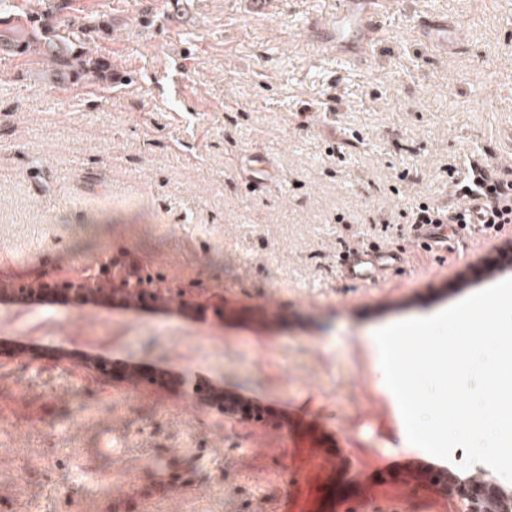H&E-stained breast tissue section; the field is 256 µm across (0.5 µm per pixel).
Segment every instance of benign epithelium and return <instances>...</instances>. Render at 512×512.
Wrapping results in <instances>:
<instances>
[{"mask_svg":"<svg viewBox=\"0 0 512 512\" xmlns=\"http://www.w3.org/2000/svg\"><path fill=\"white\" fill-rule=\"evenodd\" d=\"M138 264L127 263L124 255L100 258L84 269L76 278L54 282V293L70 297L84 305L108 297L120 298L130 308L141 305L144 296H151L154 303L174 311L187 304L186 288H158L154 283L140 281ZM42 282L4 284L0 282V299H33L42 296ZM178 394L186 399L204 404L220 415L245 419L248 408L242 398L230 394L222 385H213L208 391L201 389L199 374L192 369L183 370L176 382ZM406 485L426 494L452 498L457 512H512V489H505L490 478V474L476 468L463 480L443 470L423 479H401Z\"/></svg>","mask_w":512,"mask_h":512,"instance_id":"1","label":"benign epithelium"}]
</instances>
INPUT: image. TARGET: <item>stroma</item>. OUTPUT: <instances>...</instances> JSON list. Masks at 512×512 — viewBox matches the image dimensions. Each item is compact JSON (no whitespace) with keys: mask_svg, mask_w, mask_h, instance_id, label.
<instances>
[{"mask_svg":"<svg viewBox=\"0 0 512 512\" xmlns=\"http://www.w3.org/2000/svg\"><path fill=\"white\" fill-rule=\"evenodd\" d=\"M79 4L112 15L94 46L126 81L63 90L29 59L0 61V280L74 278L125 252L156 284L221 289L224 309L0 301V512H253L283 492L336 512L343 493L385 499L422 476L430 455L401 444L366 339L484 289L512 224L371 286L336 253L403 244L413 204L458 205L454 181L484 155L512 164V0H381L360 61L321 45L338 0ZM429 15L463 48L418 34ZM251 152L277 181L249 192ZM271 289L281 307L264 306ZM95 356L195 369L288 436L85 370Z\"/></svg>","mask_w":512,"mask_h":512,"instance_id":"35a3bbf8","label":"stroma"}]
</instances>
